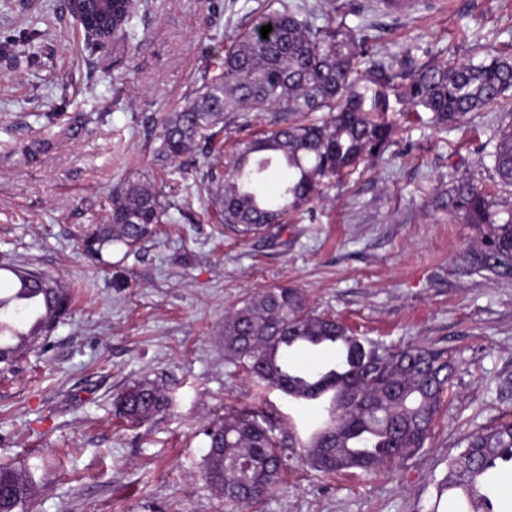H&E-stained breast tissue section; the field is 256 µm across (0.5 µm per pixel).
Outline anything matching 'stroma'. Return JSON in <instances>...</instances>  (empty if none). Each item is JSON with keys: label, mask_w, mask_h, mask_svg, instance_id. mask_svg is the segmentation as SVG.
Returning a JSON list of instances; mask_svg holds the SVG:
<instances>
[{"label": "stroma", "mask_w": 512, "mask_h": 512, "mask_svg": "<svg viewBox=\"0 0 512 512\" xmlns=\"http://www.w3.org/2000/svg\"><path fill=\"white\" fill-rule=\"evenodd\" d=\"M272 0H148L139 43L86 57L62 0H0V20L34 33L0 50V262L76 288L55 331L0 377V464L29 469L28 512H226L200 476L205 426L262 410L306 440L323 400H295L251 381L224 355V315L264 289L288 286L382 349L427 345L456 366L424 448L369 474H327L286 451L277 489L257 512H430L464 435L512 421V278L470 268L475 224L444 203L450 177L494 188L477 146L512 121V99L456 126L401 114L382 157L324 186L312 212L241 238L202 204L170 210L129 255L99 263L81 250L105 221L117 182L160 172L152 125L199 71L221 64L235 24ZM336 0V20L366 27L382 52L445 62L472 48L512 53V0ZM122 80H113V72ZM143 379L169 408L140 425L115 400Z\"/></svg>", "instance_id": "1"}]
</instances>
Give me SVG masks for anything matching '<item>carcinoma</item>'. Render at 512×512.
Masks as SVG:
<instances>
[{"mask_svg":"<svg viewBox=\"0 0 512 512\" xmlns=\"http://www.w3.org/2000/svg\"><path fill=\"white\" fill-rule=\"evenodd\" d=\"M224 47V61L203 71L179 104L154 122L156 161L188 160L196 173L192 198L204 203L224 227L239 236L277 228L288 215L321 196L330 181L381 153L394 132L400 108L421 107L439 123H457L468 113L496 105L512 91V56L487 61L471 55L413 67L408 60L375 57L364 34L336 24L320 0H276ZM138 0H65L66 11L81 18L112 49L137 37L133 20ZM272 26L268 38L260 28ZM237 112H276V127L234 141L224 169L208 155L224 151L218 135ZM321 113L318 118L315 113ZM490 158L498 185L512 188V123L494 130ZM288 171L277 200L261 189L271 169ZM176 207L151 178L126 179L107 195L106 223L82 241L94 261L114 250L130 253L155 234ZM448 213L487 231L467 250L477 269L512 276V206L471 176L452 178ZM15 291L0 296V371H8L31 340L4 319L26 308L20 295L35 298L52 331L71 308L72 286L20 265H0ZM224 355L252 378L304 401L329 399L328 418L302 444V459L323 473H370L425 447L454 366L445 352L426 346L380 350L338 320L314 315L298 288H268L224 316ZM299 348L329 349L336 360L302 370L288 359ZM119 415L136 424L167 409L170 401L155 382L144 380L118 395ZM274 424L259 410L230 413L205 429L208 451L202 476L231 512L257 506L277 487L287 436L276 440ZM512 464V421L469 434L464 450L448 463L437 486L432 512L443 496L452 512H508L491 491ZM0 512H24L36 493L27 470L0 465Z\"/></svg>","mask_w":512,"mask_h":512,"instance_id":"1","label":"carcinoma"}]
</instances>
